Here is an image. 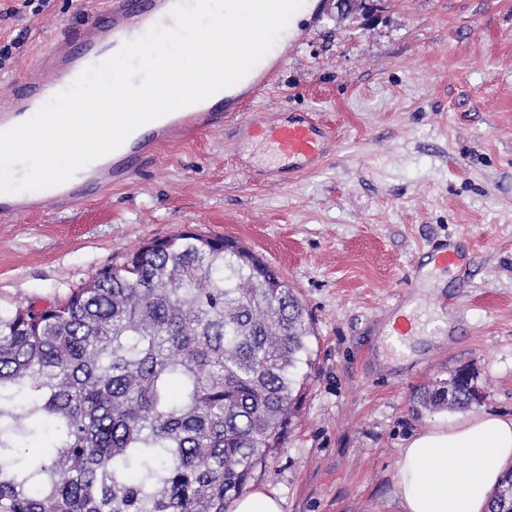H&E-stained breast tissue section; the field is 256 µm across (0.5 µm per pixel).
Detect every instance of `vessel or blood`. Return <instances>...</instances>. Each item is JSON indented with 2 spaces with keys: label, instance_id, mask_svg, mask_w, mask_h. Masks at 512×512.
Segmentation results:
<instances>
[{
  "label": "vessel or blood",
  "instance_id": "obj_1",
  "mask_svg": "<svg viewBox=\"0 0 512 512\" xmlns=\"http://www.w3.org/2000/svg\"><path fill=\"white\" fill-rule=\"evenodd\" d=\"M175 3L176 0H103L90 20L66 28L54 41L51 50L39 59L37 74L19 82L11 96L0 101V130L31 118L56 93L68 88L85 68L108 59L125 42L141 37L152 26H172ZM297 40L296 30L285 28L269 53L240 82L138 128L119 149L83 167L65 183L37 191L0 193V218L81 201L100 182L125 184L132 173L155 161L162 146L185 132H206L228 120L263 146L274 172L301 173L320 168L330 154L334 136L314 113L293 112L269 122L243 111L245 102L273 85L288 47Z\"/></svg>",
  "mask_w": 512,
  "mask_h": 512
}]
</instances>
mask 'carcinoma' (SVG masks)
Segmentation results:
<instances>
[{"instance_id": "1", "label": "carcinoma", "mask_w": 512, "mask_h": 512, "mask_svg": "<svg viewBox=\"0 0 512 512\" xmlns=\"http://www.w3.org/2000/svg\"><path fill=\"white\" fill-rule=\"evenodd\" d=\"M309 335L262 258L190 227L0 307V512H230L285 441ZM470 397L455 376L418 403ZM48 431L51 453L22 444ZM490 512H512V473Z\"/></svg>"}]
</instances>
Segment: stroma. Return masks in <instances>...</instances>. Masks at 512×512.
I'll return each instance as SVG.
<instances>
[{"mask_svg": "<svg viewBox=\"0 0 512 512\" xmlns=\"http://www.w3.org/2000/svg\"><path fill=\"white\" fill-rule=\"evenodd\" d=\"M99 0H0V99ZM320 19L248 110L312 111L333 150L288 179L257 169L233 123L163 148L127 185L0 222V304L67 297L99 269L182 227L238 240L275 268L311 318V365L283 448L252 489L283 512H399V450L414 432L512 416V0H366ZM465 269L414 282L432 244ZM447 303L454 328L415 358L385 341L404 303ZM467 371L480 395L430 412L424 389Z\"/></svg>", "mask_w": 512, "mask_h": 512, "instance_id": "obj_1", "label": "stroma"}]
</instances>
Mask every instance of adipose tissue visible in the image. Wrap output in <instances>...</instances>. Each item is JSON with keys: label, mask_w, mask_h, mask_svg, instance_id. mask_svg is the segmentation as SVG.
Wrapping results in <instances>:
<instances>
[{"label": "adipose tissue", "mask_w": 512, "mask_h": 512, "mask_svg": "<svg viewBox=\"0 0 512 512\" xmlns=\"http://www.w3.org/2000/svg\"><path fill=\"white\" fill-rule=\"evenodd\" d=\"M512 467V416L485 413L410 436L398 459L401 512H490Z\"/></svg>", "instance_id": "adipose-tissue-1"}]
</instances>
